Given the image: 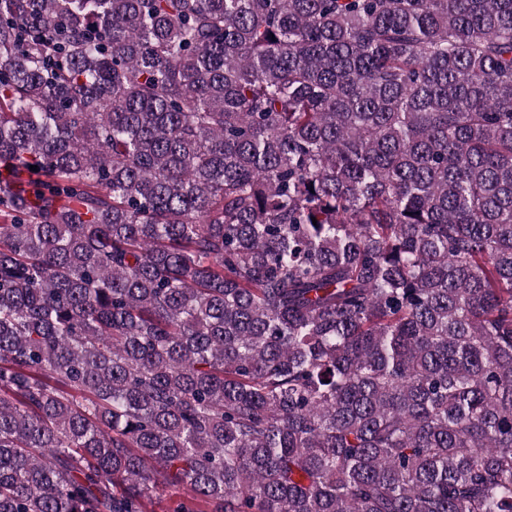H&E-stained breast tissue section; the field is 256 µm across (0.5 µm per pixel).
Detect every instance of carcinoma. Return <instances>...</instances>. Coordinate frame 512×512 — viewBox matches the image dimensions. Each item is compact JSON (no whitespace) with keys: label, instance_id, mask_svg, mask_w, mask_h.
Wrapping results in <instances>:
<instances>
[{"label":"carcinoma","instance_id":"obj_1","mask_svg":"<svg viewBox=\"0 0 512 512\" xmlns=\"http://www.w3.org/2000/svg\"><path fill=\"white\" fill-rule=\"evenodd\" d=\"M0 163V512H512V0H0Z\"/></svg>","mask_w":512,"mask_h":512}]
</instances>
